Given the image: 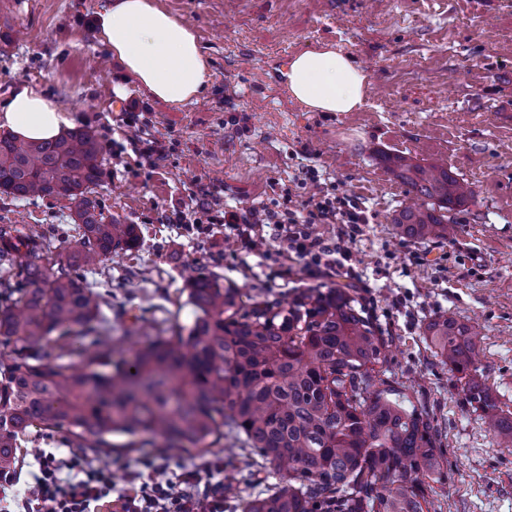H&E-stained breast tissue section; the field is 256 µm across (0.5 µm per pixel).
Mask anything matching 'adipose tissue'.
I'll return each mask as SVG.
<instances>
[{
    "label": "adipose tissue",
    "instance_id": "adipose-tissue-1",
    "mask_svg": "<svg viewBox=\"0 0 512 512\" xmlns=\"http://www.w3.org/2000/svg\"><path fill=\"white\" fill-rule=\"evenodd\" d=\"M97 26L100 42L150 94L175 105L199 95L207 63L196 35L156 0H107ZM283 76L291 95L315 112L353 111L367 87L352 58L328 46L294 56ZM69 122L56 102L28 85L14 89L0 111V128L25 141L56 136Z\"/></svg>",
    "mask_w": 512,
    "mask_h": 512
}]
</instances>
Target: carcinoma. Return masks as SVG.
Wrapping results in <instances>:
<instances>
[{"label": "carcinoma", "mask_w": 512, "mask_h": 512, "mask_svg": "<svg viewBox=\"0 0 512 512\" xmlns=\"http://www.w3.org/2000/svg\"><path fill=\"white\" fill-rule=\"evenodd\" d=\"M101 155L87 129L27 143L0 134V192L65 199L79 229L55 254L37 228L0 224V345L11 348L0 357V469L15 464L34 430L96 452L124 434L133 437L129 448L197 455L232 434L249 451L250 474L279 477L265 495L241 500L242 512H430L437 428L386 377L388 342L341 288L247 308L238 289L200 268L188 282L196 313L188 333L153 320L154 335L131 358L112 360L102 295L74 271L135 248L139 234L89 197ZM387 162L430 201L401 209L395 233L450 238L451 212L474 195L470 184L410 157ZM424 339L466 403L511 446L512 411L482 378L472 326L450 312L425 325ZM75 352L77 364L68 360Z\"/></svg>", "instance_id": "carcinoma-1"}]
</instances>
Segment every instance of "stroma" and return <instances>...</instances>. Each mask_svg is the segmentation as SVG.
Returning <instances> with one entry per match:
<instances>
[{
	"label": "stroma",
	"instance_id": "obj_1",
	"mask_svg": "<svg viewBox=\"0 0 512 512\" xmlns=\"http://www.w3.org/2000/svg\"><path fill=\"white\" fill-rule=\"evenodd\" d=\"M195 31L208 66L200 95L179 106L149 94L97 38L106 0H0V107L27 84L55 101L73 127L103 147L93 194L105 215L138 227L135 249L84 278L105 291L114 356L124 355L134 317L190 327L187 271L203 267L240 290L244 304L284 299L307 288L344 285L315 279L302 263L278 256L267 240L252 251L222 224L201 231L167 223L190 210L206 188L214 208H275L284 195L308 200L316 189L347 195L369 217L352 242L359 275L354 295L391 346L389 373L415 381L410 399L440 430V470L428 481L432 512H512V447L496 443L464 400L455 377L434 358L425 325L454 312L480 341V371L501 406L512 408V0H159ZM348 54L368 75L365 104L354 112H313L289 93L288 61L324 45ZM144 102L153 133L175 142L155 169L113 157L124 138L113 101ZM442 164L475 194L456 209L450 241L414 242L393 231V215L413 201L387 157ZM0 224H41L55 246L78 236L65 202L17 201L0 193ZM112 438L108 457L117 487L145 481L152 458L172 474L190 469L229 482L224 512L271 487L249 477L235 439L203 457L165 448L125 446Z\"/></svg>",
	"mask_w": 512,
	"mask_h": 512
}]
</instances>
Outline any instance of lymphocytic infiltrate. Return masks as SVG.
Masks as SVG:
<instances>
[{
	"instance_id": "1",
	"label": "lymphocytic infiltrate",
	"mask_w": 512,
	"mask_h": 512,
	"mask_svg": "<svg viewBox=\"0 0 512 512\" xmlns=\"http://www.w3.org/2000/svg\"><path fill=\"white\" fill-rule=\"evenodd\" d=\"M147 106L132 102L124 114L126 132L123 142L113 144L112 154L119 157L132 151L138 166L155 167L166 148L152 133ZM169 223H224L237 232L250 249L264 245L265 226H273L282 252L304 260L314 275H330L344 269L351 261L348 244L367 223L368 217L351 198L319 191L307 201L285 198L280 210L248 207L215 214L208 201L196 208L169 216ZM335 224V241L316 234L315 225ZM39 473L33 481L21 483L19 471L0 473V512H101L106 500L119 501L121 512H224L223 486L199 489L196 473L181 476V488H174L161 467H153L149 481L116 492L106 467L86 466L79 451L69 458L38 452Z\"/></svg>"
}]
</instances>
